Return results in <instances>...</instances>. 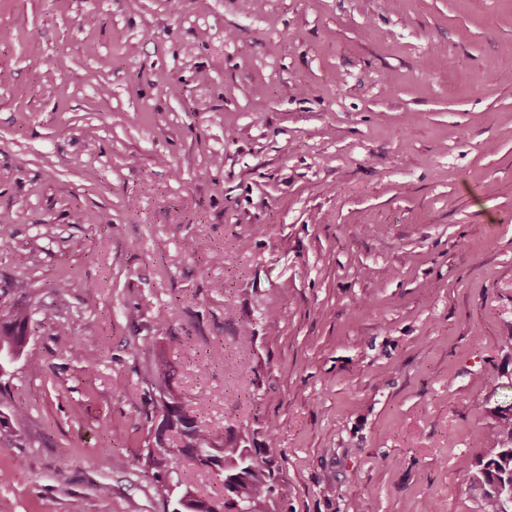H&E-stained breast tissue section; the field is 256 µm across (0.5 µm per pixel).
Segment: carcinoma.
<instances>
[{"instance_id":"obj_1","label":"carcinoma","mask_w":512,"mask_h":512,"mask_svg":"<svg viewBox=\"0 0 512 512\" xmlns=\"http://www.w3.org/2000/svg\"><path fill=\"white\" fill-rule=\"evenodd\" d=\"M29 317L13 309L0 312V375L25 351L29 341ZM161 424L177 437L178 445H164L156 437V448L150 450L143 466L164 473L165 498L177 494L176 512H272L268 503L275 490L273 460L259 461L257 449L249 447L247 431L224 435V431L207 430L198 425L194 406L167 393L163 400ZM185 456L197 466L217 472L221 478V500L200 495L178 476L177 460ZM485 512H502L503 497L512 487V446L495 448L483 463L478 476Z\"/></svg>"}]
</instances>
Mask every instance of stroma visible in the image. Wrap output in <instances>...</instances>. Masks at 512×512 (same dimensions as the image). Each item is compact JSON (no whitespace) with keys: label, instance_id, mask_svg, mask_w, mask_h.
<instances>
[{"label":"stroma","instance_id":"obj_1","mask_svg":"<svg viewBox=\"0 0 512 512\" xmlns=\"http://www.w3.org/2000/svg\"><path fill=\"white\" fill-rule=\"evenodd\" d=\"M14 307L0 512H167L142 467L164 385L253 433L278 512H484L512 0H0ZM29 317L20 310L0 312V375L25 351L29 341Z\"/></svg>","mask_w":512,"mask_h":512}]
</instances>
